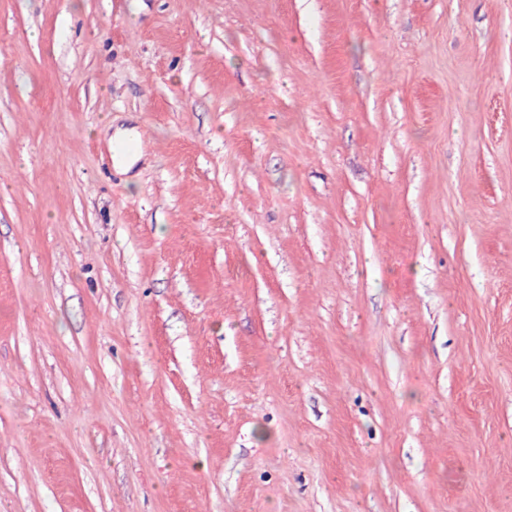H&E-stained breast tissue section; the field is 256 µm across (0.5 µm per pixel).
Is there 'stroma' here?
Masks as SVG:
<instances>
[{"mask_svg":"<svg viewBox=\"0 0 512 512\" xmlns=\"http://www.w3.org/2000/svg\"><path fill=\"white\" fill-rule=\"evenodd\" d=\"M0 512H512V0H0Z\"/></svg>","mask_w":512,"mask_h":512,"instance_id":"1","label":"stroma"}]
</instances>
